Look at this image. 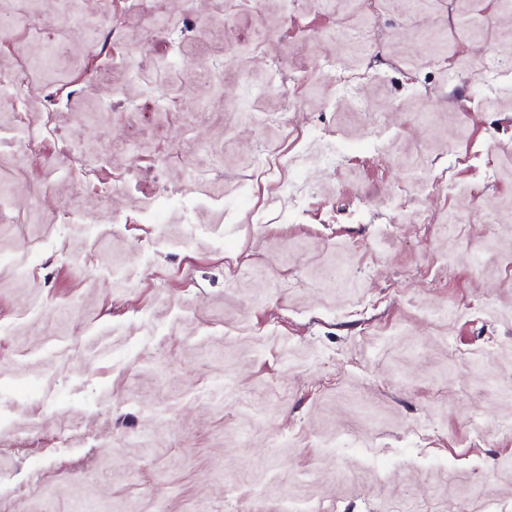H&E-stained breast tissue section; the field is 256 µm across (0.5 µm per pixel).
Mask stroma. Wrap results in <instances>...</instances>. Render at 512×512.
Wrapping results in <instances>:
<instances>
[{
	"instance_id": "35a3bbf8",
	"label": "stroma",
	"mask_w": 512,
	"mask_h": 512,
	"mask_svg": "<svg viewBox=\"0 0 512 512\" xmlns=\"http://www.w3.org/2000/svg\"><path fill=\"white\" fill-rule=\"evenodd\" d=\"M160 8L0 0V512H512V5Z\"/></svg>"
}]
</instances>
